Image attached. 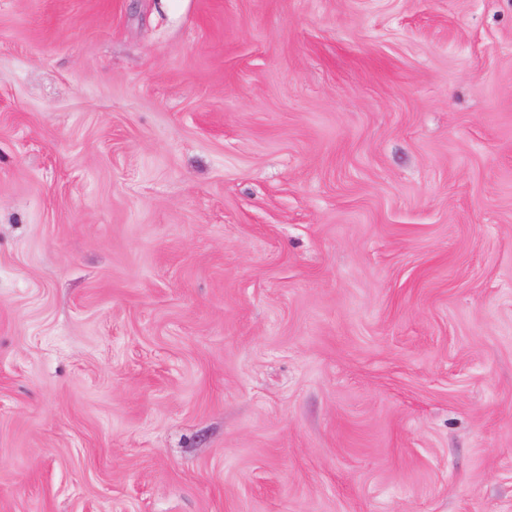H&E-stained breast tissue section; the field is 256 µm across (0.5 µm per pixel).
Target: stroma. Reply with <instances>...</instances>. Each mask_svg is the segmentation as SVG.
<instances>
[{
    "label": "stroma",
    "mask_w": 512,
    "mask_h": 512,
    "mask_svg": "<svg viewBox=\"0 0 512 512\" xmlns=\"http://www.w3.org/2000/svg\"><path fill=\"white\" fill-rule=\"evenodd\" d=\"M0 512H512V0H0Z\"/></svg>",
    "instance_id": "35a3bbf8"
}]
</instances>
